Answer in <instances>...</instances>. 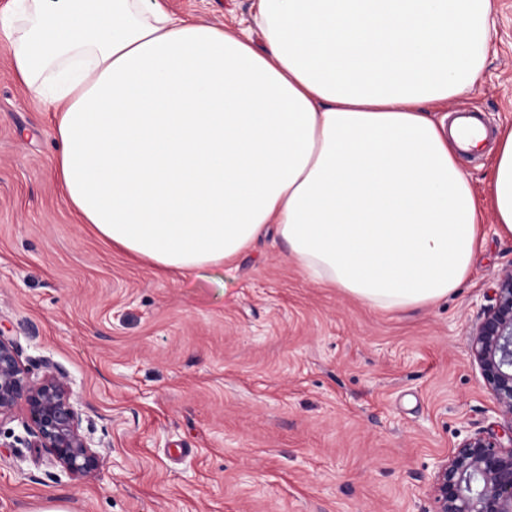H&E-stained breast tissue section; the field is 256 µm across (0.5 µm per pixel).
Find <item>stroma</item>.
I'll list each match as a JSON object with an SVG mask.
<instances>
[{"label":"stroma","instance_id":"1","mask_svg":"<svg viewBox=\"0 0 512 512\" xmlns=\"http://www.w3.org/2000/svg\"><path fill=\"white\" fill-rule=\"evenodd\" d=\"M252 0H168L215 24ZM480 109L489 142L459 159L486 196L512 124V0H496L481 79L437 107ZM53 115L15 79L0 38V323L34 376L74 382L110 466L74 481L0 426V512H434V465L505 420L469 334L512 238L492 217L448 299L370 307L321 286L265 235L233 273L159 274L76 223L51 174Z\"/></svg>","mask_w":512,"mask_h":512}]
</instances>
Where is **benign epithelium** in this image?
<instances>
[{"mask_svg": "<svg viewBox=\"0 0 512 512\" xmlns=\"http://www.w3.org/2000/svg\"><path fill=\"white\" fill-rule=\"evenodd\" d=\"M469 350L499 410L512 417V272L500 278L493 303L483 308ZM73 397L65 373L32 376L14 340L0 330V423L24 405L25 442L79 480L95 476L109 461L94 449ZM431 492L435 512H512V424L464 438L437 462Z\"/></svg>", "mask_w": 512, "mask_h": 512, "instance_id": "obj_1", "label": "benign epithelium"}]
</instances>
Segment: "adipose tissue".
Listing matches in <instances>:
<instances>
[{
  "mask_svg": "<svg viewBox=\"0 0 512 512\" xmlns=\"http://www.w3.org/2000/svg\"><path fill=\"white\" fill-rule=\"evenodd\" d=\"M494 0H254L249 28L164 0H9L15 78L55 116L77 223L165 273L273 234L316 283L378 309L448 298L482 244L432 108L479 79ZM263 46L255 48L253 34ZM512 236V127L489 181Z\"/></svg>",
  "mask_w": 512,
  "mask_h": 512,
  "instance_id": "ef3b65f1",
  "label": "adipose tissue"
}]
</instances>
